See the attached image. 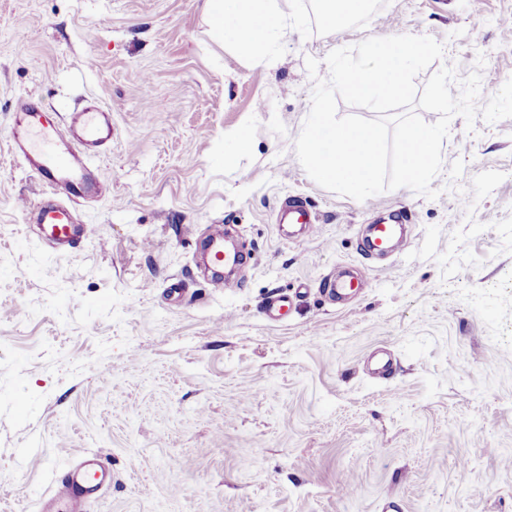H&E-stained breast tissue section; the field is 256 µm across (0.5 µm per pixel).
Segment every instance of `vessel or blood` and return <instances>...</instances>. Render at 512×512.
<instances>
[{
    "label": "vessel or blood",
    "mask_w": 512,
    "mask_h": 512,
    "mask_svg": "<svg viewBox=\"0 0 512 512\" xmlns=\"http://www.w3.org/2000/svg\"><path fill=\"white\" fill-rule=\"evenodd\" d=\"M112 140V112L94 106L73 113L68 129L44 122L42 112L26 98L18 99L10 126L9 145L12 153L23 158L29 170L37 175L45 193H66L73 198L89 194L107 196L110 183L94 178L90 165L97 149ZM282 217L315 233L317 224L306 204L285 203ZM38 237L49 245H72L89 234L86 225L75 223L71 211L59 204L43 203L36 207ZM370 242L373 251L384 254L393 246L397 235L394 225L376 224ZM225 228L216 229L210 251L214 264L228 268L240 266L243 252L223 251ZM112 470L99 453L84 455L65 476L54 479L53 486L42 499L41 512H83L86 502L99 497L111 484Z\"/></svg>",
    "instance_id": "vessel-or-blood-1"
}]
</instances>
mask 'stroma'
<instances>
[{
  "label": "stroma",
  "mask_w": 512,
  "mask_h": 512,
  "mask_svg": "<svg viewBox=\"0 0 512 512\" xmlns=\"http://www.w3.org/2000/svg\"><path fill=\"white\" fill-rule=\"evenodd\" d=\"M278 4L286 39L258 64L211 40L204 0H0V512H39L96 451L113 479L85 512H512V118L452 119L434 199L334 193L295 150L327 55L369 38L432 37L452 94L477 71L486 103L512 78V0H374L337 28ZM26 96L58 122L112 109L93 162L112 192L59 196L92 227L65 252L10 150ZM289 198L317 234L279 223ZM395 209L407 239L374 259L364 229ZM216 224L248 254L222 290L197 252ZM345 268L367 286L329 303ZM380 348L387 379L365 367Z\"/></svg>",
  "instance_id": "1"
}]
</instances>
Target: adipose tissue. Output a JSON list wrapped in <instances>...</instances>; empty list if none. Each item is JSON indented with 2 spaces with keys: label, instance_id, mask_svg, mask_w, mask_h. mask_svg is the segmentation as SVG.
<instances>
[{
  "label": "adipose tissue",
  "instance_id": "ef3b65f1",
  "mask_svg": "<svg viewBox=\"0 0 512 512\" xmlns=\"http://www.w3.org/2000/svg\"><path fill=\"white\" fill-rule=\"evenodd\" d=\"M205 15L212 40L232 43L254 60L274 63L287 29L277 0H206Z\"/></svg>",
  "mask_w": 512,
  "mask_h": 512
}]
</instances>
